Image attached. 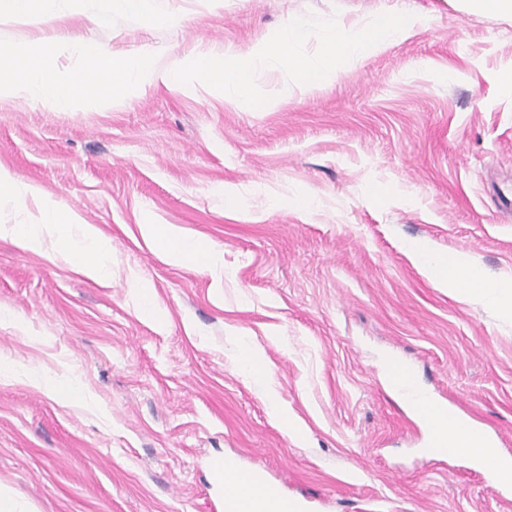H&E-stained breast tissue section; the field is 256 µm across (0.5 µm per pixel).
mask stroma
I'll use <instances>...</instances> for the list:
<instances>
[{"mask_svg":"<svg viewBox=\"0 0 512 512\" xmlns=\"http://www.w3.org/2000/svg\"><path fill=\"white\" fill-rule=\"evenodd\" d=\"M186 24L72 33L160 67L214 43L247 46L289 14L365 26L399 11L402 40L277 104L163 86L57 110L0 99V166L112 241V280L0 239V357L79 380L55 398L0 379V486L29 512H215L212 460L261 471L300 512H512L463 457H429L381 362L410 364L436 399L512 456V320L435 287L409 248L472 252L512 279V18L460 0H178ZM239 207L224 208V188ZM313 205L298 207L301 198ZM173 225L222 251L223 271L170 264L140 235ZM150 287L143 315L129 281ZM266 358L246 377L242 345Z\"/></svg>","mask_w":512,"mask_h":512,"instance_id":"1","label":"stroma"}]
</instances>
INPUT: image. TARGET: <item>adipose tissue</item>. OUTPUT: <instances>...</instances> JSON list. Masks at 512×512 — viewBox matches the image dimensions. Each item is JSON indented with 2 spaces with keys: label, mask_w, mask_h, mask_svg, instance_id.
<instances>
[{
  "label": "adipose tissue",
  "mask_w": 512,
  "mask_h": 512,
  "mask_svg": "<svg viewBox=\"0 0 512 512\" xmlns=\"http://www.w3.org/2000/svg\"><path fill=\"white\" fill-rule=\"evenodd\" d=\"M25 199L31 200L35 207L31 222L1 224L0 238L9 239L20 249L33 251L42 249L46 239H53L76 274L96 282L111 280L109 238L93 225L84 223L78 213L61 208L39 188L23 184L1 167L0 201ZM140 231L146 242L173 265L213 269L223 260L213 246L197 238L180 236L172 226L144 224ZM412 252L433 283L447 289L449 295L467 303L495 306L512 318V280L488 279L472 253L458 250L438 255L422 245L413 246ZM431 413L447 418L448 446L455 453L467 456L484 471L495 472L504 467L506 456L499 449L487 446L480 428L467 424L438 404L432 406Z\"/></svg>",
  "instance_id": "ef3b65f1"
}]
</instances>
